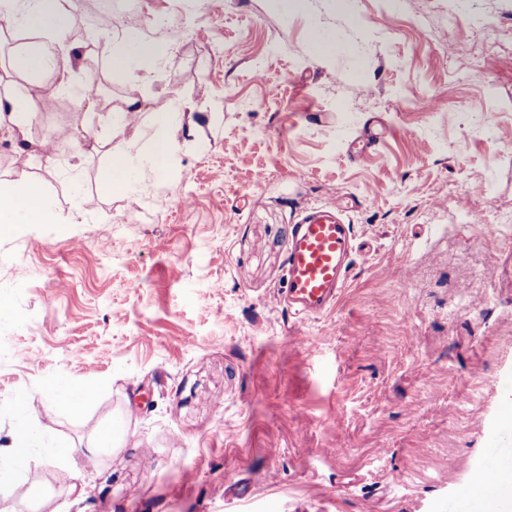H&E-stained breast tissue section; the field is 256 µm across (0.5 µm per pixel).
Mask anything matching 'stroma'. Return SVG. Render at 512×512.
Instances as JSON below:
<instances>
[{
  "mask_svg": "<svg viewBox=\"0 0 512 512\" xmlns=\"http://www.w3.org/2000/svg\"><path fill=\"white\" fill-rule=\"evenodd\" d=\"M63 8L62 64L89 52L105 94L147 114L191 106L195 126L169 209L149 123L119 192L98 181L107 120L87 101L59 93L21 154L0 129V176L40 180L56 217L0 238V445L34 428L84 449L107 426L116 445L79 458L71 484L30 449L0 507L458 512L483 465L512 458V0ZM126 23L166 57L114 70L94 55ZM378 121L377 146L351 156ZM336 206L370 254L334 310L289 315L273 299L288 226ZM57 377L85 390L79 411L46 399Z\"/></svg>",
  "mask_w": 512,
  "mask_h": 512,
  "instance_id": "obj_1",
  "label": "stroma"
}]
</instances>
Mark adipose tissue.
<instances>
[{
	"label": "adipose tissue",
	"mask_w": 512,
	"mask_h": 512,
	"mask_svg": "<svg viewBox=\"0 0 512 512\" xmlns=\"http://www.w3.org/2000/svg\"><path fill=\"white\" fill-rule=\"evenodd\" d=\"M0 13L9 15L8 35L13 45L0 59V127H8L18 146L31 141V125L43 109L49 78L58 86L89 100L112 116V137L119 148L98 179L106 188L120 191L130 181L132 154L137 149L136 119L143 113L140 98L127 95L120 103L95 91L92 81L74 86L67 68L61 67L55 43L63 34L66 16L62 0H0ZM154 131L148 163L157 176H165L178 147L179 126L172 113L156 112L151 117ZM54 213L42 185L35 180H0V237L14 233L21 224L54 223Z\"/></svg>",
	"instance_id": "ef3b65f1"
}]
</instances>
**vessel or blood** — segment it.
Instances as JSON below:
<instances>
[{"instance_id": "obj_1", "label": "vessel or blood", "mask_w": 512, "mask_h": 512, "mask_svg": "<svg viewBox=\"0 0 512 512\" xmlns=\"http://www.w3.org/2000/svg\"><path fill=\"white\" fill-rule=\"evenodd\" d=\"M356 252L353 226L343 211L315 207L302 212L289 228L287 286L278 292L277 305L305 317L334 309Z\"/></svg>"}]
</instances>
